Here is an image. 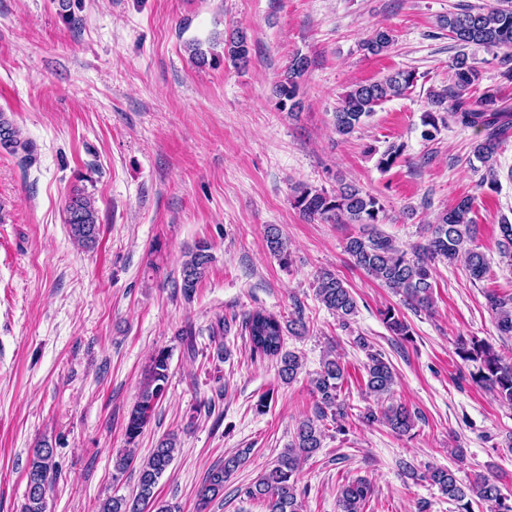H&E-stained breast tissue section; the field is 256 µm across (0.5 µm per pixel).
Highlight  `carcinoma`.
<instances>
[{
	"instance_id": "carcinoma-1",
	"label": "carcinoma",
	"mask_w": 512,
	"mask_h": 512,
	"mask_svg": "<svg viewBox=\"0 0 512 512\" xmlns=\"http://www.w3.org/2000/svg\"><path fill=\"white\" fill-rule=\"evenodd\" d=\"M507 2L509 0H501L499 6L478 8L465 4L458 7V11L440 17L441 28L448 31V38L457 43L461 51L452 59L453 85L445 92L432 96L434 106L448 105V117L456 124L482 135L473 146L474 155L486 167V176L482 177L479 187L486 186L492 191L498 185L495 171L498 150L512 136V110L498 105L494 94L488 91L477 98L471 94V88L480 81V73L465 49L479 46L512 56V5H507ZM393 44L392 31L381 27L364 43V50L371 55H379L388 51ZM224 53L234 62L247 63L249 45L246 34L238 30L224 40ZM308 67L309 60L301 55L294 56L289 62L286 73L275 86L280 109L293 113L300 108L301 80ZM415 79L413 71L397 70L379 80L353 85L342 96L334 112L336 133L343 137L353 134L363 120L374 112V107L390 98L404 95L414 85ZM0 147L20 156L23 162L32 159L33 145L21 139L19 130L1 118ZM404 149L402 144L389 146L379 155L378 168L389 170ZM474 203L475 197L469 195L457 199L438 215L430 237L403 248L376 229V225L381 223L380 215L384 213L380 200L353 184H341L330 193L300 185L294 195V207L309 218L332 224L362 225L358 235L347 239L346 253L355 267L402 295L404 306L414 312L432 309V266L437 261L450 264L462 262L474 281L486 277L489 265L485 254L470 246L476 234V224L471 217ZM67 212L71 237L84 246L95 244L99 224L91 200L77 195L71 198ZM499 230V252L512 265V224L505 222L499 225ZM267 245L282 264H288L287 245L273 226L267 231ZM211 262L210 246L206 242L195 244L187 252L180 270V288L186 297L193 295ZM316 296L336 315L342 326H349L351 317L356 314L357 302L343 280L330 271L320 272L316 278ZM485 298L495 316L499 333L512 336V296L488 292ZM379 315L390 333L405 342H414L413 330L398 309L389 306L381 310ZM305 330L306 325L300 315L284 324L276 316L259 310L249 314L245 321L251 353L276 360L279 376L285 382L296 377L301 363L295 353L284 349V336L287 333L300 336ZM455 354L465 363L476 364V371L470 373L476 385L493 390L499 400L512 405L511 357L503 356L488 342L474 337L459 340ZM169 368L168 351L160 349L151 356L125 426L127 444L135 443L141 436L165 396ZM364 370L367 391L378 396L391 394L396 374L382 353H367ZM345 374V364L340 356L328 355L322 359L320 369L311 379L313 391L319 397L314 416L300 422L292 443L278 455L272 468L245 488L244 494L262 502L266 512H300V468L304 461L322 448V421L330 417L336 422L348 417L346 404L339 401ZM414 418L415 415L407 406L392 403L379 416L367 410L362 414L361 421L371 424L380 420L393 432L402 435L414 427ZM176 446L177 437L173 434L160 439L139 466L135 493L129 498L113 496L107 499L98 512H145L149 505L154 507L152 512H177L178 507L158 500L157 491L159 480L174 460ZM249 453L250 449L245 448L207 472L204 483L197 491L199 506H206L224 491V483L245 463ZM402 471L414 481H424L438 488L448 501L459 506L460 512H471L474 500L486 506L487 512H512V497L502 493L492 475L480 474L474 481L464 484L448 468L430 467L421 472L405 462ZM56 474L53 450L49 447L34 449L26 474L27 503L23 512H46V496ZM370 494V485L365 481L347 483L339 491V512H363Z\"/></svg>"
}]
</instances>
